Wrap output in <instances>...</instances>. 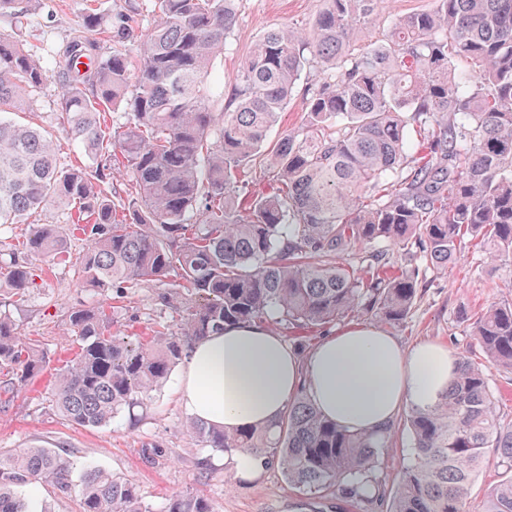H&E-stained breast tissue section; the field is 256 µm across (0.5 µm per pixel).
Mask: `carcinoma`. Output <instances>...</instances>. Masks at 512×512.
I'll return each mask as SVG.
<instances>
[{
	"label": "carcinoma",
	"mask_w": 512,
	"mask_h": 512,
	"mask_svg": "<svg viewBox=\"0 0 512 512\" xmlns=\"http://www.w3.org/2000/svg\"><path fill=\"white\" fill-rule=\"evenodd\" d=\"M312 29L273 28L241 64L233 93L216 112L208 82L232 33L239 0H151L153 25L138 43L137 71L122 44L135 15L116 14L110 47L102 19L82 16L57 51L55 69L0 35V225L38 209L67 211V224H37L25 247L65 253L78 232L76 265L96 291L179 276L190 297L176 307L177 332L114 336L105 310L69 315L79 353L58 373L53 402L66 420L101 427L144 403L193 342L227 325L317 332L348 317L404 321L418 296L420 268L396 265L390 249L412 245L422 265H455L462 244L481 246L512 283V0H433L394 18L365 47L378 0H323ZM38 0H0V17H31ZM467 77L455 75L458 60ZM316 66L305 123L268 142L302 73ZM63 125L89 166L66 168L52 134L14 120L49 79ZM122 106L117 135L103 128ZM126 177L118 205L102 185ZM263 175L272 186L251 194ZM5 284L24 301L27 267ZM484 361L457 354L438 400L406 416L415 449L395 489L374 475L392 436L352 432L298 393L271 426L233 431L193 419L200 448L247 452L306 496H334L386 512H471L475 477L497 452L504 475L481 512H512V422L497 412L490 369L512 371V301L463 311ZM44 353L0 314V382L9 394L43 368ZM74 496L80 512H152L130 481L89 469L79 481L50 448L0 450V512H30L16 488ZM165 512H216L192 492Z\"/></svg>",
	"instance_id": "1"
}]
</instances>
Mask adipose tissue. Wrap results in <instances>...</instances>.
Instances as JSON below:
<instances>
[{"label": "adipose tissue", "mask_w": 512, "mask_h": 512, "mask_svg": "<svg viewBox=\"0 0 512 512\" xmlns=\"http://www.w3.org/2000/svg\"><path fill=\"white\" fill-rule=\"evenodd\" d=\"M454 368L446 347L405 350L372 324L324 337L305 353L268 328L234 325L190 346L177 387L188 414L228 430L276 422L303 389L324 416L371 434L391 426L405 403L433 404Z\"/></svg>", "instance_id": "obj_1"}]
</instances>
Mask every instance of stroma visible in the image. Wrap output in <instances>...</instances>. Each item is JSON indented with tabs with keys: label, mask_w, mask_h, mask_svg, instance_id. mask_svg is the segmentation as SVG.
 <instances>
[{
	"label": "stroma",
	"mask_w": 512,
	"mask_h": 512,
	"mask_svg": "<svg viewBox=\"0 0 512 512\" xmlns=\"http://www.w3.org/2000/svg\"><path fill=\"white\" fill-rule=\"evenodd\" d=\"M322 7L323 0H240L236 26L215 63L210 88L213 99L222 100L230 93L241 60L268 28L310 27ZM91 8L106 22L117 12L134 11L143 32L153 23L150 0H43L27 26L17 28L4 19L0 33L16 38L26 51L49 64ZM57 91L56 82H48L23 118L54 133L61 161L77 165L85 162L86 156L59 130ZM65 219V214L50 207L30 216L28 223L0 227V261L14 260L29 267L34 279L22 304L1 294L0 312L11 315L22 334L35 340L46 357L33 382L0 399V448L54 449L70 461L77 478L90 466L117 474L137 486L153 512H164L169 498L185 491L203 494L217 512H324L314 500L288 486L275 470L264 471L253 480L238 477L225 484L223 454L207 453L185 434L190 416L180 405L175 378H168L144 405L122 411L101 428L78 426L57 412L51 399L55 377L66 361L74 358L78 347L74 336L65 330L74 308L104 306L110 315V332L120 336L145 337L160 327H172L176 319L174 309L162 306L159 300L162 293L172 291V279L141 283L124 290L118 299L83 285L75 265L83 241L68 238L66 257L61 261L52 262L26 250L31 225L60 224ZM509 297L512 290L504 287L500 275L488 274L485 253L466 246L448 272H423L408 318L388 325L387 330L402 346L436 342L456 353L475 345L460 312ZM393 431L376 468L388 490L395 488L402 470L414 460L404 416H397ZM204 457L209 460L205 470L198 466Z\"/></svg>",
	"instance_id": "obj_1"
}]
</instances>
